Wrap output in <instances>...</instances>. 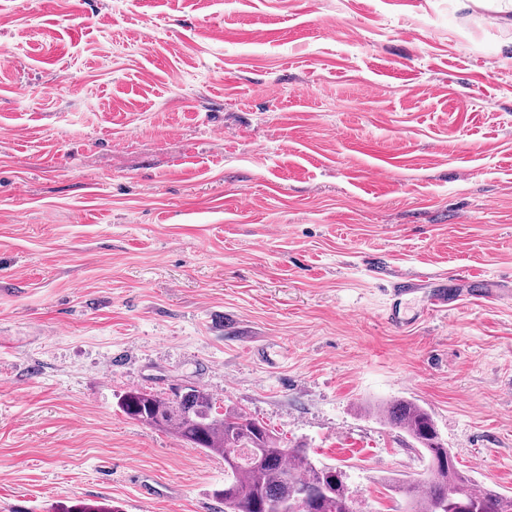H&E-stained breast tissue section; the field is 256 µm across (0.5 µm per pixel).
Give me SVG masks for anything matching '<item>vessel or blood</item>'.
I'll return each instance as SVG.
<instances>
[{"mask_svg": "<svg viewBox=\"0 0 512 512\" xmlns=\"http://www.w3.org/2000/svg\"><path fill=\"white\" fill-rule=\"evenodd\" d=\"M423 293L427 303L436 309H453L466 301H477L490 297H510L511 288H494L486 280L475 277H464L447 282L430 283L426 290H419L414 280L401 278L393 281L390 293L393 297L388 319L392 324L400 325L405 321L401 313V305L405 298L416 293Z\"/></svg>", "mask_w": 512, "mask_h": 512, "instance_id": "vessel-or-blood-1", "label": "vessel or blood"}]
</instances>
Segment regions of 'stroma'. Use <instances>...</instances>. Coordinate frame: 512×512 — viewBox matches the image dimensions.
<instances>
[{
	"label": "stroma",
	"mask_w": 512,
	"mask_h": 512,
	"mask_svg": "<svg viewBox=\"0 0 512 512\" xmlns=\"http://www.w3.org/2000/svg\"><path fill=\"white\" fill-rule=\"evenodd\" d=\"M500 3L0 0V512H220L223 457L116 407L190 386L357 512L425 467L396 400L512 495V301L387 320L400 276L512 279Z\"/></svg>",
	"instance_id": "35a3bbf8"
}]
</instances>
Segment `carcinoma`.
<instances>
[{
	"mask_svg": "<svg viewBox=\"0 0 512 512\" xmlns=\"http://www.w3.org/2000/svg\"><path fill=\"white\" fill-rule=\"evenodd\" d=\"M118 408L129 419L174 432L190 448L224 456V488L214 491L224 512H284L301 494L312 499L316 512H355V496L340 470L316 465L305 448L282 447L260 422L217 405L200 388L172 397L130 390L119 397ZM385 417L424 450L420 477L395 486L405 512H512V496L476 489L460 473L428 410L398 400Z\"/></svg>",
	"mask_w": 512,
	"mask_h": 512,
	"instance_id": "cac0c4a2",
	"label": "carcinoma"
}]
</instances>
